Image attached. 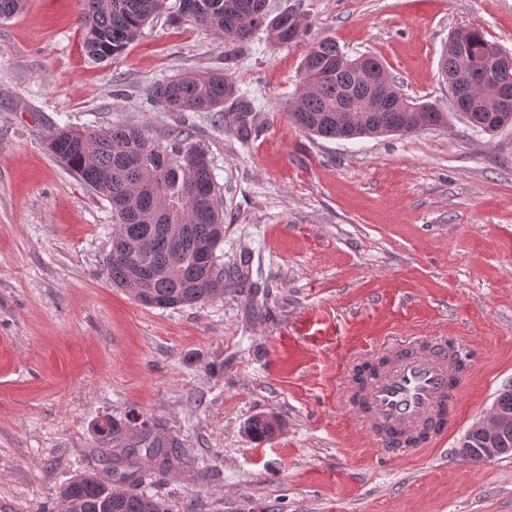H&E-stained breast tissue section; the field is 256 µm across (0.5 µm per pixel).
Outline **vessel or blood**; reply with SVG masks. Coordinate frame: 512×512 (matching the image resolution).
Listing matches in <instances>:
<instances>
[{
	"mask_svg": "<svg viewBox=\"0 0 512 512\" xmlns=\"http://www.w3.org/2000/svg\"><path fill=\"white\" fill-rule=\"evenodd\" d=\"M463 361L456 341L440 336L396 349L352 379L345 403L386 461L446 435L458 414Z\"/></svg>",
	"mask_w": 512,
	"mask_h": 512,
	"instance_id": "obj_1",
	"label": "vessel or blood"
}]
</instances>
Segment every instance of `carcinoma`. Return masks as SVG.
Segmentation results:
<instances>
[{"mask_svg":"<svg viewBox=\"0 0 512 512\" xmlns=\"http://www.w3.org/2000/svg\"><path fill=\"white\" fill-rule=\"evenodd\" d=\"M167 0H83L79 24L92 59L104 62L134 42L144 24L166 9ZM178 18L213 32L220 40L242 42L258 29L280 42L300 38V12L284 9L274 17L265 0H179ZM465 56L446 45L441 73L450 82L468 57L485 59L497 43L482 30L466 27ZM380 63L373 56L349 57L332 37L313 43L304 58V84L290 116L301 129L325 139H357L387 133H413L448 124L449 116L432 103L406 100L402 112H352L343 122L336 115L349 103L371 96L363 71ZM470 88L478 91L497 79L512 87V71L503 74L491 62L468 68ZM150 101L176 112H213L230 104L236 112L235 135L251 136L250 102L235 85L217 72H176L148 91ZM471 129L493 135L512 125V111L486 112L480 98L471 101L463 118ZM51 153L64 162L90 190L112 206L115 219L112 242L127 249V256L108 252L104 267L112 285L130 289L145 307L174 308L194 305L224 295L230 282L217 254L224 237L215 225L224 223L221 189L206 153L191 141L186 129L170 132L168 144L152 140L139 126L101 129H61L49 143ZM186 230L187 245L180 258L173 256L171 227ZM249 431L257 439L272 435L263 415L253 417ZM96 435L112 445V459L102 469L76 475L59 491L79 504L77 512H165L162 502L145 493L125 490L142 482V461L160 457L164 469L182 462L179 444L166 442L143 421L133 428L111 419L101 421ZM471 448H498L512 452V424L491 441L476 429L463 438Z\"/></svg>","mask_w":512,"mask_h":512,"instance_id":"obj_1","label":"carcinoma"}]
</instances>
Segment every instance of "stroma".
Here are the masks:
<instances>
[{
	"mask_svg": "<svg viewBox=\"0 0 512 512\" xmlns=\"http://www.w3.org/2000/svg\"><path fill=\"white\" fill-rule=\"evenodd\" d=\"M267 2L300 7L301 41H221L167 0L98 62L79 0H26L0 20V512H56L60 486L95 463V424L132 415L192 461L141 485L170 512H512V456H455L512 385V128L491 137L454 118L332 140L289 117L327 36L448 110L449 32L474 26L512 52V0ZM178 71L224 73L252 102L251 138L231 115L151 103L148 87ZM115 124L159 143L193 125L224 193V272L243 283L167 309L112 286V207L47 143ZM420 333L467 354L457 420L387 463L341 403L344 376ZM257 415L276 418L271 437L250 436Z\"/></svg>",
	"mask_w": 512,
	"mask_h": 512,
	"instance_id": "35a3bbf8",
	"label": "stroma"
}]
</instances>
